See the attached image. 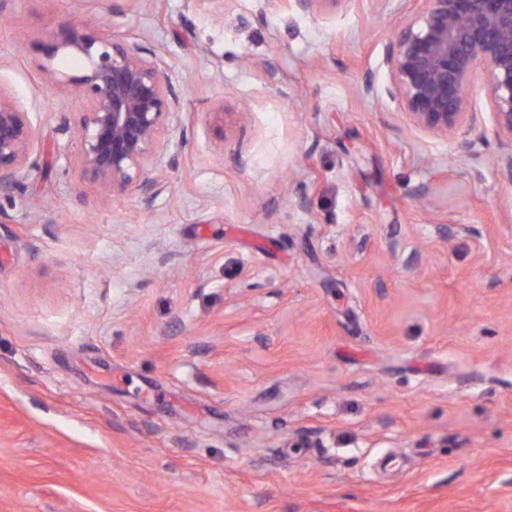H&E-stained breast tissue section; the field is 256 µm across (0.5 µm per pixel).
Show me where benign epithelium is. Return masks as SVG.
Instances as JSON below:
<instances>
[{"mask_svg":"<svg viewBox=\"0 0 512 512\" xmlns=\"http://www.w3.org/2000/svg\"><path fill=\"white\" fill-rule=\"evenodd\" d=\"M420 2L387 43L390 96L416 129L454 139L475 120L468 95L483 65L494 137L512 143V0ZM61 49L89 62L83 75L69 79L80 94L73 123L82 169L120 189L153 190L157 182L141 174L157 163L166 119L176 114L158 60L126 42L101 39L83 23L51 41L47 57ZM36 138L28 112L0 85V189L26 167ZM494 165L512 183V149Z\"/></svg>","mask_w":512,"mask_h":512,"instance_id":"benign-epithelium-1","label":"benign epithelium"}]
</instances>
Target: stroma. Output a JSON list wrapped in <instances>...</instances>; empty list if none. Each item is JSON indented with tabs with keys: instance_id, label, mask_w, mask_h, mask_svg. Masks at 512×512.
<instances>
[{
	"instance_id": "35a3bbf8",
	"label": "stroma",
	"mask_w": 512,
	"mask_h": 512,
	"mask_svg": "<svg viewBox=\"0 0 512 512\" xmlns=\"http://www.w3.org/2000/svg\"><path fill=\"white\" fill-rule=\"evenodd\" d=\"M0 0L39 134L0 192V512H512V183L388 94L418 0ZM157 56L147 177L103 189L45 46Z\"/></svg>"
}]
</instances>
